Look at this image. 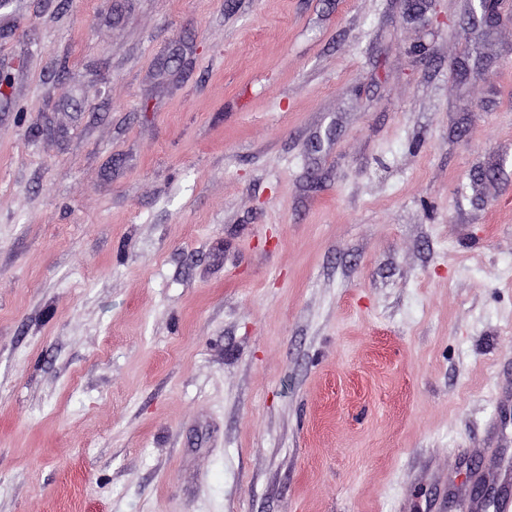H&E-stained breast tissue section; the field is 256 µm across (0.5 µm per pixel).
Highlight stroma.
<instances>
[{"label":"stroma","mask_w":512,"mask_h":512,"mask_svg":"<svg viewBox=\"0 0 512 512\" xmlns=\"http://www.w3.org/2000/svg\"><path fill=\"white\" fill-rule=\"evenodd\" d=\"M470 0H0V512L512 497V24Z\"/></svg>","instance_id":"stroma-1"}]
</instances>
